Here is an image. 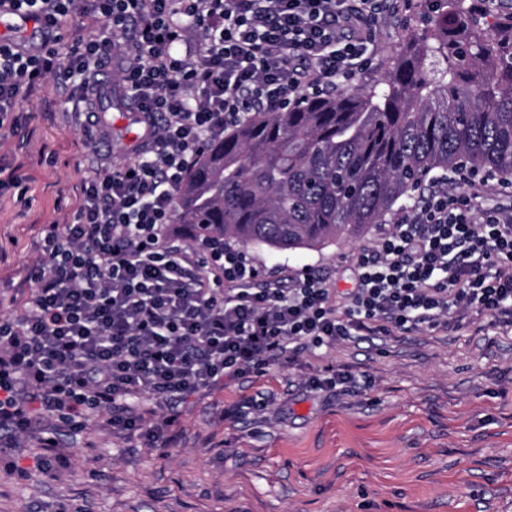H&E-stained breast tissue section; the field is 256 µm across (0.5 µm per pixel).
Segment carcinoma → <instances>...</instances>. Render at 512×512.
<instances>
[{
  "instance_id": "obj_1",
  "label": "carcinoma",
  "mask_w": 512,
  "mask_h": 512,
  "mask_svg": "<svg viewBox=\"0 0 512 512\" xmlns=\"http://www.w3.org/2000/svg\"><path fill=\"white\" fill-rule=\"evenodd\" d=\"M385 81L260 112L207 143L177 195L195 240L287 252L358 237L435 170L512 172V10L427 0Z\"/></svg>"
}]
</instances>
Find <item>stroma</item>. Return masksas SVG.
Returning <instances> with one entry per match:
<instances>
[{
	"mask_svg": "<svg viewBox=\"0 0 512 512\" xmlns=\"http://www.w3.org/2000/svg\"><path fill=\"white\" fill-rule=\"evenodd\" d=\"M416 26L409 0H386L371 64L345 91L384 81ZM105 158L84 105L54 81L19 103L0 129V315L46 224L71 222L78 188ZM21 168L26 179L9 176ZM378 226L321 249L247 247L261 270H310L337 291ZM354 374L346 393L310 390L308 376ZM253 398L236 421L222 406ZM172 447L149 450L80 433L74 474L22 480L0 469V512H512V335L469 314L454 331L422 329L342 341L225 381L177 408Z\"/></svg>",
	"mask_w": 512,
	"mask_h": 512,
	"instance_id": "1",
	"label": "stroma"
}]
</instances>
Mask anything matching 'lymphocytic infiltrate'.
<instances>
[{"instance_id": "f902f5d3", "label": "lymphocytic infiltrate", "mask_w": 512, "mask_h": 512, "mask_svg": "<svg viewBox=\"0 0 512 512\" xmlns=\"http://www.w3.org/2000/svg\"><path fill=\"white\" fill-rule=\"evenodd\" d=\"M380 0H0L45 28L97 26L67 55L0 40V126L48 79L90 103L108 62L147 125L131 165L102 163L71 223L46 225L23 313L0 319V454L19 478L70 471L63 433L145 448L174 441V409L225 380L355 336L459 327L512 333V204L488 178L403 206L338 295L303 274L260 278L246 254L171 232L177 192L207 142L251 113L336 89L366 65ZM32 446V466L14 456Z\"/></svg>"}]
</instances>
